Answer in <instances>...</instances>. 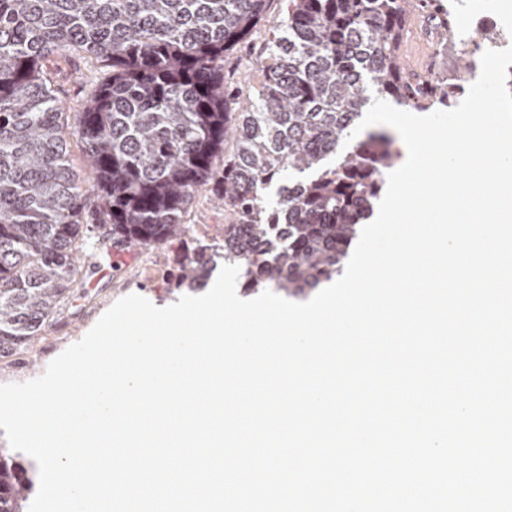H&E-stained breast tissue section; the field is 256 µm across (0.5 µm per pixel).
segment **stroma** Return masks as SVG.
Masks as SVG:
<instances>
[{"label":"stroma","mask_w":512,"mask_h":512,"mask_svg":"<svg viewBox=\"0 0 512 512\" xmlns=\"http://www.w3.org/2000/svg\"><path fill=\"white\" fill-rule=\"evenodd\" d=\"M286 14V0H268L265 20L224 56V82L233 91L239 110L248 108L264 80L272 30ZM44 68L64 111L71 115L83 110L109 75L96 59L75 52L50 55ZM69 150L87 198L89 221L95 224L97 234L109 233L80 140L71 139ZM183 220L197 225L196 237L202 243L222 244L226 214L209 187L197 190ZM179 253V245L174 244L143 251L112 250L91 259L81 282L71 287L60 314L46 324L35 342L25 351L0 359V383L25 382L42 375L56 356L83 338L105 311L126 295H141L159 307L177 302L179 295L170 291L169 282L176 273Z\"/></svg>","instance_id":"obj_1"}]
</instances>
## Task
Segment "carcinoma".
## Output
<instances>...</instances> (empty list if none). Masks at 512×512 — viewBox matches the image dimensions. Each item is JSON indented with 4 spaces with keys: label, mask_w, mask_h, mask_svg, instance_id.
<instances>
[{
    "label": "carcinoma",
    "mask_w": 512,
    "mask_h": 512,
    "mask_svg": "<svg viewBox=\"0 0 512 512\" xmlns=\"http://www.w3.org/2000/svg\"><path fill=\"white\" fill-rule=\"evenodd\" d=\"M267 0H0V358L27 349L82 275L94 226L71 164L80 137L111 224L112 247L179 241L197 188L214 183L230 214L224 263L248 293L286 296L342 274L359 225L397 162L383 131L356 137L372 94L399 106H449L447 84L407 72L409 12L431 0H289L252 112L232 116L224 52L259 22ZM452 21L430 23L448 40ZM112 69L73 124L43 70L58 52ZM235 148L216 160L224 140ZM278 185L268 207L263 191ZM211 258L192 249L176 287L201 283ZM34 480L0 448V512H25Z\"/></svg>",
    "instance_id": "1"
}]
</instances>
